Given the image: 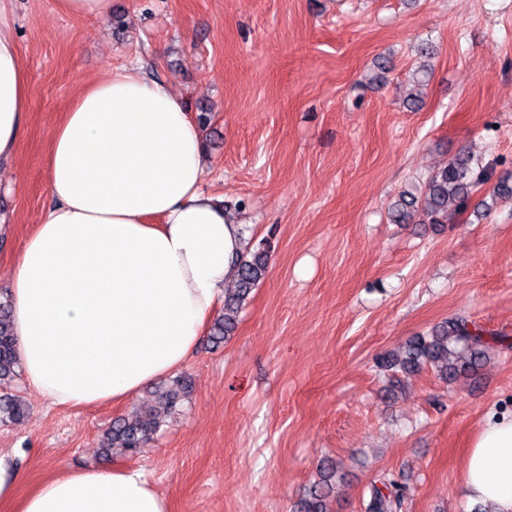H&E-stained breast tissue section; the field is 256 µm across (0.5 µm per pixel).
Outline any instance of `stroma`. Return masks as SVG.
Listing matches in <instances>:
<instances>
[{"mask_svg":"<svg viewBox=\"0 0 512 512\" xmlns=\"http://www.w3.org/2000/svg\"><path fill=\"white\" fill-rule=\"evenodd\" d=\"M32 73L14 163L0 169V280L50 205L45 154L82 86L121 68L207 115L206 191L246 242L271 245L264 281L221 346L181 369L192 390L134 458L99 437L152 387L84 409L28 406L0 424L21 492L91 465L143 470L170 512H294L323 458L346 478L331 512H360L372 476L404 512H471L463 485L484 419L512 413V349L449 383L431 367L391 391L376 359L455 315L512 337V0H112L102 19L15 0ZM461 151L491 172L463 215L394 224Z\"/></svg>","mask_w":512,"mask_h":512,"instance_id":"stroma-1","label":"stroma"}]
</instances>
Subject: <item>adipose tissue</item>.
<instances>
[{"mask_svg":"<svg viewBox=\"0 0 512 512\" xmlns=\"http://www.w3.org/2000/svg\"><path fill=\"white\" fill-rule=\"evenodd\" d=\"M31 75L14 0H0V167L17 152ZM51 204L6 283L26 383L81 408L136 394L180 369L224 298L241 224L203 188L202 134L183 99L133 71L87 83L45 157ZM0 464V502L16 512H169L139 469L94 467L26 496ZM470 501L512 512V417L470 444Z\"/></svg>","mask_w":512,"mask_h":512,"instance_id":"adipose-tissue-1","label":"adipose tissue"}]
</instances>
